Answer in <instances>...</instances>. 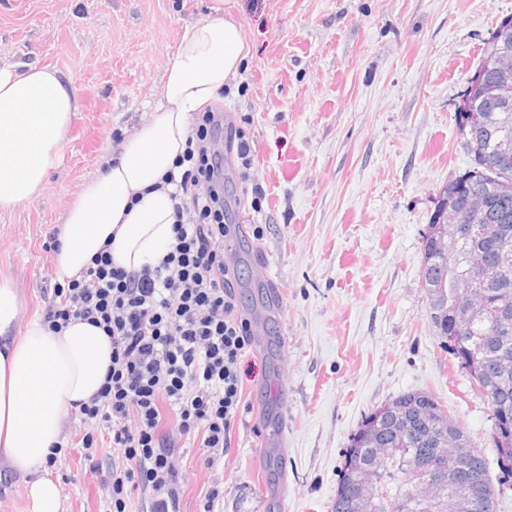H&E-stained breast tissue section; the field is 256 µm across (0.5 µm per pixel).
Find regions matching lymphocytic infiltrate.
I'll return each instance as SVG.
<instances>
[{"instance_id":"obj_1","label":"lymphocytic infiltrate","mask_w":512,"mask_h":512,"mask_svg":"<svg viewBox=\"0 0 512 512\" xmlns=\"http://www.w3.org/2000/svg\"><path fill=\"white\" fill-rule=\"evenodd\" d=\"M250 117L223 123L220 113L195 115L194 133L178 163L174 241L156 266L131 271L109 252L96 255L80 277L55 282L44 313L52 331L80 319L112 341V363L101 390L79 406L82 448L94 460L99 432L113 448L101 479L104 512H181L187 485L175 435L198 440L208 472L206 504L223 491L211 472L231 446V433L249 412L240 364L254 343L239 311L237 267L226 258L239 232L226 223L224 156L212 147L225 129L235 145L242 180L251 178Z\"/></svg>"}]
</instances>
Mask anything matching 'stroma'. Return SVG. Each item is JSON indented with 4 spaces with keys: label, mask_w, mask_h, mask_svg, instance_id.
<instances>
[{
    "label": "stroma",
    "mask_w": 512,
    "mask_h": 512,
    "mask_svg": "<svg viewBox=\"0 0 512 512\" xmlns=\"http://www.w3.org/2000/svg\"><path fill=\"white\" fill-rule=\"evenodd\" d=\"M512 0H0V66L48 65L78 110L59 166L32 202L0 208V279L18 289V326L45 313L58 273L50 239L68 206L160 97L185 28L224 18L250 52L213 110L249 115L261 213L224 156L238 306L248 319L268 258L282 290L241 363L251 412L223 466L213 512H331L342 453L362 419L398 394L435 395L494 458L491 420L467 373L439 347L421 279L422 237L441 189L470 160L455 111L484 42ZM264 229L254 240L251 225ZM78 415L40 474L62 512H103Z\"/></svg>",
    "instance_id": "obj_1"
}]
</instances>
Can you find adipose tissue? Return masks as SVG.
<instances>
[{
    "mask_svg": "<svg viewBox=\"0 0 512 512\" xmlns=\"http://www.w3.org/2000/svg\"><path fill=\"white\" fill-rule=\"evenodd\" d=\"M249 53L238 24L187 28L168 66L156 112L121 146L64 216L58 274L75 278L101 250L131 270L158 265L172 241L176 202L163 179L193 133L191 117L213 102ZM71 83L49 66L0 68V206L37 197L61 161L77 111ZM18 294L0 280V467L24 484L28 512H61V489L37 476L59 444L62 420L100 389L112 342L83 320L53 332L42 319L15 333Z\"/></svg>",
    "mask_w": 512,
    "mask_h": 512,
    "instance_id": "ef3b65f1",
    "label": "adipose tissue"
}]
</instances>
